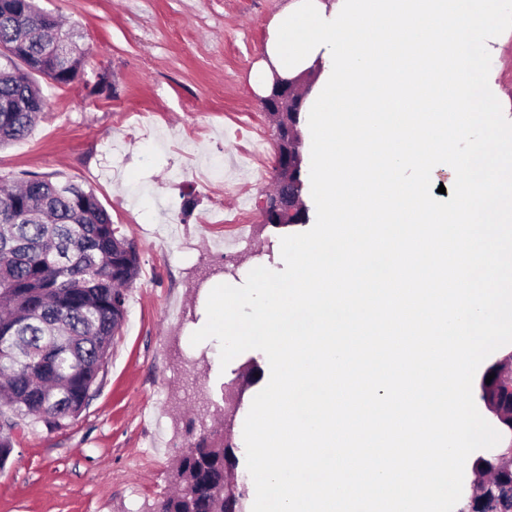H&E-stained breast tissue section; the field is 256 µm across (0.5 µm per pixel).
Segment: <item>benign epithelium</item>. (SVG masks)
I'll use <instances>...</instances> for the list:
<instances>
[{
    "mask_svg": "<svg viewBox=\"0 0 512 512\" xmlns=\"http://www.w3.org/2000/svg\"><path fill=\"white\" fill-rule=\"evenodd\" d=\"M269 93L261 98L264 116L275 136V176L285 192H268L262 207L263 225L279 227L299 224L304 211L300 190L304 185L302 167V140L298 137L290 116L300 115L304 100L302 79H288L277 70ZM495 374L491 382L486 377ZM473 389L478 395L481 415L502 435L491 449H479L471 455L466 471L464 497L468 512H512V485L497 486L489 472L482 467L491 462L512 469V405L506 406L504 391L512 393V344L505 345L485 359V368L477 373ZM239 476L235 451L224 459V512H243L239 490Z\"/></svg>",
    "mask_w": 512,
    "mask_h": 512,
    "instance_id": "1",
    "label": "benign epithelium"
}]
</instances>
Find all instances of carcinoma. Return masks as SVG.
I'll return each instance as SVG.
<instances>
[{
	"mask_svg": "<svg viewBox=\"0 0 512 512\" xmlns=\"http://www.w3.org/2000/svg\"><path fill=\"white\" fill-rule=\"evenodd\" d=\"M35 0H0V147L25 138L46 103L32 73L68 85L86 53L49 52L51 29L37 25ZM139 253L94 191L72 180L31 176L0 184V468L26 420L51 427L77 417L100 383L112 341L139 276ZM224 444L183 455L184 487L161 512H224Z\"/></svg>",
	"mask_w": 512,
	"mask_h": 512,
	"instance_id": "1",
	"label": "carcinoma"
}]
</instances>
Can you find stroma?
<instances>
[{
    "label": "stroma",
    "instance_id": "35a3bbf8",
    "mask_svg": "<svg viewBox=\"0 0 512 512\" xmlns=\"http://www.w3.org/2000/svg\"><path fill=\"white\" fill-rule=\"evenodd\" d=\"M86 51L70 85L37 82L43 118L0 149V177L37 173L92 188L140 254L102 381L60 428L28 422L0 468V512H155L175 459L230 430L237 471L243 425L270 377L266 355L220 364V344H192L215 282L244 284L258 266L284 270L280 239L301 226L261 227L274 185V140L252 77L290 0H38ZM265 138L261 158L248 138ZM243 214L250 240L221 252Z\"/></svg>",
    "mask_w": 512,
    "mask_h": 512
}]
</instances>
